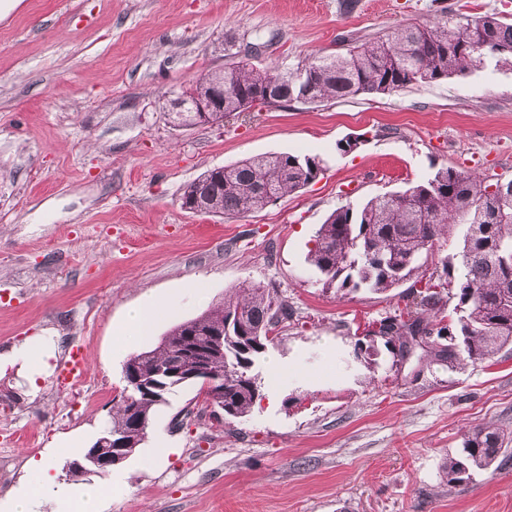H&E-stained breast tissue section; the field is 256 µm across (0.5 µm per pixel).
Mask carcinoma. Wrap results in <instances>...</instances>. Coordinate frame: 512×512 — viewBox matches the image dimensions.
Returning <instances> with one entry per match:
<instances>
[{
  "label": "carcinoma",
  "instance_id": "cac0c4a2",
  "mask_svg": "<svg viewBox=\"0 0 512 512\" xmlns=\"http://www.w3.org/2000/svg\"><path fill=\"white\" fill-rule=\"evenodd\" d=\"M494 59L512 66V24L494 14L454 22L442 12L428 23L395 25L380 35L355 39L342 52L315 55L293 70L258 67L237 62L222 73L201 76L193 91L210 98L222 91L218 111L209 123L224 118L245 104L279 98L318 104L358 95L389 94L422 83H436ZM316 156L272 153L205 171L187 183L180 205L204 209L228 219L260 210L267 189L277 197L296 193L325 170ZM484 179L442 165L425 179L402 191L379 194L360 204L336 208L315 236L308 261L326 291L361 288L385 292L408 284L405 308L384 313L365 327L380 324L378 338L398 344L393 357L403 359L408 337L422 336L431 361L458 368L466 363L491 362L512 343V181L500 192H487ZM463 227L461 249L442 262V270L419 273L420 257L429 254L435 239ZM457 300L451 312L448 303ZM236 326L224 333V350L210 361V370L224 378L226 418L247 416L259 396L251 388V372L235 355L236 337L249 336L260 347L273 340L267 330L288 321V303L263 287L233 290L224 303L179 322L166 333L170 349L155 354L153 363L166 364L190 344L209 348L207 332ZM127 402L120 396L108 422L129 444L126 454L144 440L152 411L180 389L168 383L158 397L134 396L133 381ZM509 443L497 428L475 426L466 430L461 456L445 467L448 484L470 479V469H486L507 451Z\"/></svg>",
  "mask_w": 512,
  "mask_h": 512
}]
</instances>
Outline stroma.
I'll return each mask as SVG.
<instances>
[{
  "mask_svg": "<svg viewBox=\"0 0 512 512\" xmlns=\"http://www.w3.org/2000/svg\"><path fill=\"white\" fill-rule=\"evenodd\" d=\"M463 20L512 0H14L0 16V352L58 343L36 395L0 369V503L42 461L53 485L31 512H57L63 466L106 426L122 368L174 324L242 285L293 311L255 364L261 398L216 424L185 386L158 406L137 452L86 485L100 512H512V449L466 482L444 466L475 425L512 432V353L492 366L396 365L357 328L400 290H322L307 256L337 207L405 189L448 165L512 179V70L486 62L447 81L174 127L158 98L261 44L254 65L292 69L440 10ZM350 137L359 147L340 154ZM317 156L326 169L245 218L181 208L185 184L245 158ZM166 299L151 333L124 342L130 310ZM82 345L88 374L57 365ZM192 414L183 424L174 416Z\"/></svg>",
  "mask_w": 512,
  "mask_h": 512,
  "instance_id": "35a3bbf8",
  "label": "stroma"
}]
</instances>
